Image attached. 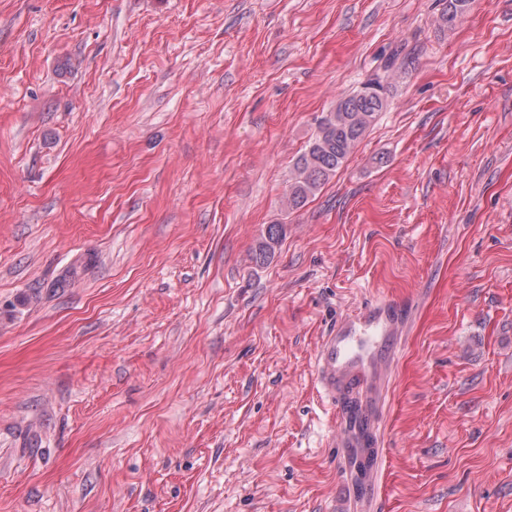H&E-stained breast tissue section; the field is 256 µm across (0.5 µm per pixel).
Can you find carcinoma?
<instances>
[{
  "label": "carcinoma",
  "instance_id": "carcinoma-1",
  "mask_svg": "<svg viewBox=\"0 0 512 512\" xmlns=\"http://www.w3.org/2000/svg\"><path fill=\"white\" fill-rule=\"evenodd\" d=\"M470 0H448L442 15L444 26L451 28L468 9ZM390 85L377 76L339 102L338 110L326 113L318 122L316 132L305 151L294 164V177L288 190V207H303L321 186L347 160L380 112L388 105ZM280 231L269 226L265 238L255 251V260L266 262L275 252Z\"/></svg>",
  "mask_w": 512,
  "mask_h": 512
}]
</instances>
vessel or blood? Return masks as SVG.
Instances as JSON below:
<instances>
[{"mask_svg": "<svg viewBox=\"0 0 512 512\" xmlns=\"http://www.w3.org/2000/svg\"><path fill=\"white\" fill-rule=\"evenodd\" d=\"M407 320L405 304L372 302L338 320L315 355L316 384L336 415L332 445L345 486L367 512L380 492L385 382Z\"/></svg>", "mask_w": 512, "mask_h": 512, "instance_id": "1", "label": "vessel or blood"}]
</instances>
